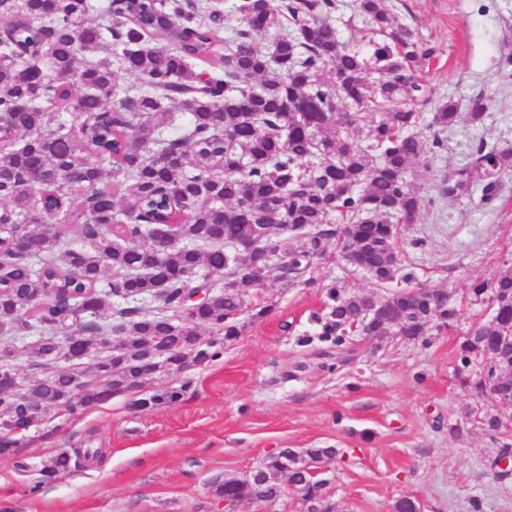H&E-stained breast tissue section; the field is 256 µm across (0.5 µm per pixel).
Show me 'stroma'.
I'll return each mask as SVG.
<instances>
[{"label":"stroma","mask_w":512,"mask_h":512,"mask_svg":"<svg viewBox=\"0 0 512 512\" xmlns=\"http://www.w3.org/2000/svg\"><path fill=\"white\" fill-rule=\"evenodd\" d=\"M399 23L436 54L423 76L438 97L466 105L491 95L483 121L460 116L444 150L427 156L412 181L427 199L414 223L399 227L401 271L415 287L451 294L452 327H428L408 341L355 331L342 345L322 339L327 286L350 296H387L373 277L350 273L328 244L306 277L267 279L252 290L241 333L215 358L147 380L140 395L182 387L174 402L141 410L130 394L73 415L48 414L23 448L0 456V506L10 512H224L209 482L239 477L284 448H331L320 464L337 512H393L402 497L423 512H512V473L494 463L512 449V422L492 430L477 400L455 376L470 327L490 318L474 284L512 265V170L499 206H480L479 182L467 196H439L440 175L472 146L512 143V0H390ZM103 454L53 480L42 462L57 451Z\"/></svg>","instance_id":"35a3bbf8"}]
</instances>
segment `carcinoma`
<instances>
[{
  "mask_svg": "<svg viewBox=\"0 0 512 512\" xmlns=\"http://www.w3.org/2000/svg\"><path fill=\"white\" fill-rule=\"evenodd\" d=\"M338 0H0V333L38 335L31 353L44 361L68 355L71 369L40 379L0 367V427L18 430L0 455L49 412L75 413L140 388L191 363L217 356L218 342L240 335L255 257L237 250L253 234L288 264L263 276L296 278L336 238L381 284L399 272L397 224L413 223L425 197L410 180L423 157L444 147L459 118L455 101H435L427 127L415 132L431 101L420 76L435 53L396 26L385 0H358L361 29L391 30L372 43V61L348 48L331 18ZM282 25L268 49L254 37ZM166 45L157 46L155 42ZM137 75L131 87L115 71ZM474 122L490 99L468 100ZM370 128L371 146L362 147ZM379 150V155L371 151ZM512 168V144L480 142L438 185L445 197L468 193L483 174L479 204L494 208L501 175ZM343 227H331L335 216ZM176 228L180 243L159 251L152 231ZM295 236L304 249L288 247ZM210 298L182 309L190 278ZM499 292L495 312L460 346L457 376L474 395L493 398L497 374L512 375V268L478 299ZM431 301L411 289L383 298L327 289L322 336L336 344L348 331L415 340L430 324L448 327L451 295ZM128 348L151 345L168 365L145 369L112 358L109 337ZM163 388L136 401L141 409L175 401ZM99 450H63L42 463L50 480ZM333 448L280 451L241 478L210 481L217 499L275 501L276 475L300 497L336 512L324 483L309 475Z\"/></svg>",
  "mask_w": 512,
  "mask_h": 512,
  "instance_id": "obj_1",
  "label": "carcinoma"
}]
</instances>
